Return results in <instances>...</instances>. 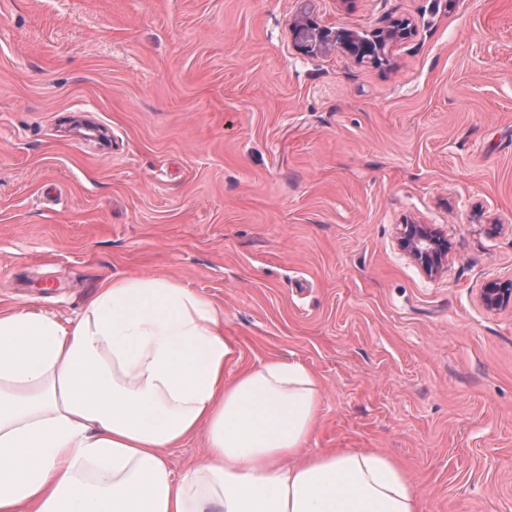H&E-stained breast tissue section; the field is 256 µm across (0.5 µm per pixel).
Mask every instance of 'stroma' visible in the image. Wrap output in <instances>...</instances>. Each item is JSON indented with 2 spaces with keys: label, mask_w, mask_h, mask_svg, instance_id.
<instances>
[{
  "label": "stroma",
  "mask_w": 512,
  "mask_h": 512,
  "mask_svg": "<svg viewBox=\"0 0 512 512\" xmlns=\"http://www.w3.org/2000/svg\"><path fill=\"white\" fill-rule=\"evenodd\" d=\"M305 16L411 33L375 66L304 53ZM131 275L206 295L230 373L320 377L312 447L512 512V303L481 301L512 286V0H0V307ZM403 249L429 276L437 275L447 263L448 245L428 224H405L400 232Z\"/></svg>",
  "instance_id": "stroma-1"
}]
</instances>
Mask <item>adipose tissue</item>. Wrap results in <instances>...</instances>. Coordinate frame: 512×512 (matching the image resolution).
<instances>
[{
    "label": "adipose tissue",
    "instance_id": "1",
    "mask_svg": "<svg viewBox=\"0 0 512 512\" xmlns=\"http://www.w3.org/2000/svg\"><path fill=\"white\" fill-rule=\"evenodd\" d=\"M234 354L214 304L165 277L107 281L65 321L0 308V512H423L387 453L310 451L321 379L233 375ZM206 437L203 432L191 437L181 448H172L168 453V463L175 474L186 469L205 447Z\"/></svg>",
    "mask_w": 512,
    "mask_h": 512
}]
</instances>
